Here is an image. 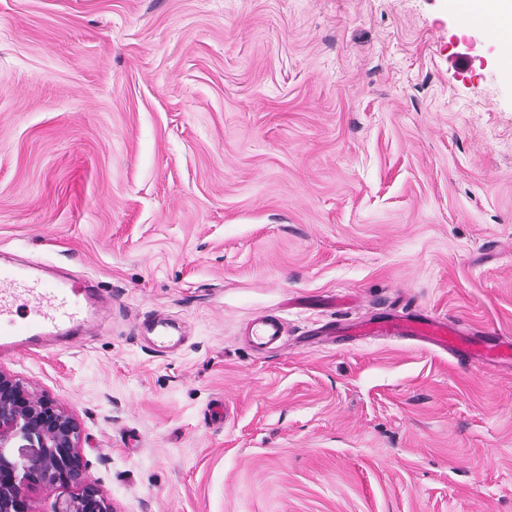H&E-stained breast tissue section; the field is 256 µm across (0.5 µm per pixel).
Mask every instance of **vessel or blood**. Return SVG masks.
Returning a JSON list of instances; mask_svg holds the SVG:
<instances>
[{"label": "vessel or blood", "instance_id": "b4317fda", "mask_svg": "<svg viewBox=\"0 0 512 512\" xmlns=\"http://www.w3.org/2000/svg\"><path fill=\"white\" fill-rule=\"evenodd\" d=\"M98 300L97 290L82 282L48 280L32 270L0 265V352L9 353L74 339L88 327V316ZM372 335L392 340L404 334L420 338L434 349L470 357L464 343L447 321L392 318L376 323ZM283 334L279 319L253 326L261 348L277 345Z\"/></svg>", "mask_w": 512, "mask_h": 512}]
</instances>
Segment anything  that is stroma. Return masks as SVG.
Instances as JSON below:
<instances>
[{
    "label": "stroma",
    "instance_id": "obj_1",
    "mask_svg": "<svg viewBox=\"0 0 512 512\" xmlns=\"http://www.w3.org/2000/svg\"><path fill=\"white\" fill-rule=\"evenodd\" d=\"M0 264L105 297L0 368L114 512H512V364L341 330L512 339V74L458 0H0ZM282 334V323L277 318L262 319L253 326V335L256 338V343L262 349L277 345ZM360 332L365 336L372 334L387 340L403 338L408 333L437 350L455 352L465 358L472 354L471 346L460 339L446 320L392 318L377 322L373 328H365Z\"/></svg>",
    "mask_w": 512,
    "mask_h": 512
}]
</instances>
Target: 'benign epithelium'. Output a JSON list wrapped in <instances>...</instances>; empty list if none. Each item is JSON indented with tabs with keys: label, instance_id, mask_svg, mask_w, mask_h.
Segmentation results:
<instances>
[{
	"label": "benign epithelium",
	"instance_id": "benign-epithelium-1",
	"mask_svg": "<svg viewBox=\"0 0 512 512\" xmlns=\"http://www.w3.org/2000/svg\"><path fill=\"white\" fill-rule=\"evenodd\" d=\"M75 414L0 369V512H39L34 495L69 490L53 512H112L89 481Z\"/></svg>",
	"mask_w": 512,
	"mask_h": 512
}]
</instances>
